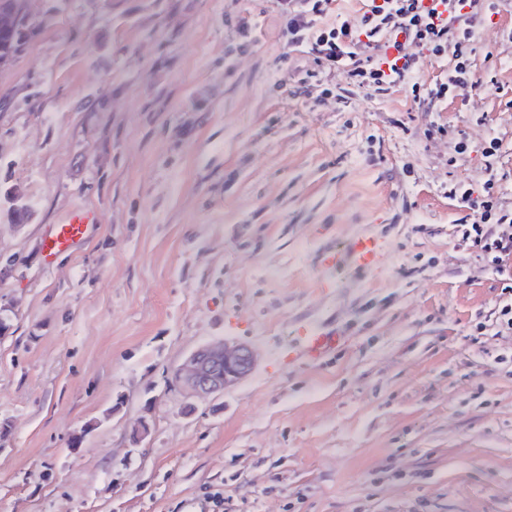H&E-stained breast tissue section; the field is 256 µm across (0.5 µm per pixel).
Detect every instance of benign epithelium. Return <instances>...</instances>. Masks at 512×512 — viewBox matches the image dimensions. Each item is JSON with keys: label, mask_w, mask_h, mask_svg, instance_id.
<instances>
[{"label": "benign epithelium", "mask_w": 512, "mask_h": 512, "mask_svg": "<svg viewBox=\"0 0 512 512\" xmlns=\"http://www.w3.org/2000/svg\"><path fill=\"white\" fill-rule=\"evenodd\" d=\"M33 25L27 0H6L0 4L1 31H29ZM255 365L256 356L251 347L211 342L185 357L174 371V381L188 395L208 400L239 384L254 371Z\"/></svg>", "instance_id": "7a95c632"}]
</instances>
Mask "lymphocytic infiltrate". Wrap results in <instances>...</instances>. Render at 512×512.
<instances>
[{"instance_id":"f902f5d3","label":"lymphocytic infiltrate","mask_w":512,"mask_h":512,"mask_svg":"<svg viewBox=\"0 0 512 512\" xmlns=\"http://www.w3.org/2000/svg\"><path fill=\"white\" fill-rule=\"evenodd\" d=\"M447 2V12L441 13L424 0H372L358 22L344 20L328 30L321 20L332 0H277V6L286 19L288 46L310 45L320 66L343 67L348 87L379 97L401 92L431 105L469 86L499 95L497 82L476 79L472 59L479 27L499 12L497 0ZM409 42L420 46L421 54H408ZM390 48L395 51L391 57L386 54ZM446 55L451 58L447 74L427 84L414 80L425 58ZM448 195L473 212L465 233L472 248L499 274L512 275V216L501 212L494 180H487L478 194L457 182Z\"/></svg>"}]
</instances>
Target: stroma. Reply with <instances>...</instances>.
Instances as JSON below:
<instances>
[{"mask_svg": "<svg viewBox=\"0 0 512 512\" xmlns=\"http://www.w3.org/2000/svg\"><path fill=\"white\" fill-rule=\"evenodd\" d=\"M30 10L0 71V189L28 207L0 214V512H512V293L448 196L492 178L512 212V11L475 43L503 96L429 110L337 99L345 72L287 46L276 0ZM78 208L98 224L45 265ZM359 234L384 240L375 270L321 265ZM322 321L336 353L281 365ZM220 340L256 368L189 402L171 373Z\"/></svg>", "mask_w": 512, "mask_h": 512, "instance_id": "35a3bbf8", "label": "stroma"}]
</instances>
